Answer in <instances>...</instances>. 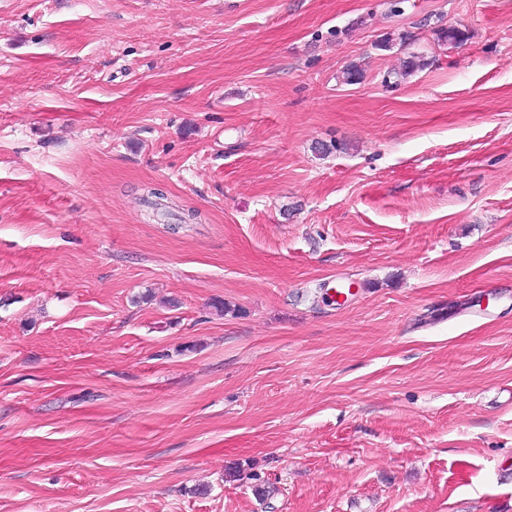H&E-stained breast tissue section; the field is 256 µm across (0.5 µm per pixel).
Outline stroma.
Returning a JSON list of instances; mask_svg holds the SVG:
<instances>
[{
	"mask_svg": "<svg viewBox=\"0 0 512 512\" xmlns=\"http://www.w3.org/2000/svg\"><path fill=\"white\" fill-rule=\"evenodd\" d=\"M0 512H512V0H0Z\"/></svg>",
	"mask_w": 512,
	"mask_h": 512,
	"instance_id": "stroma-1",
	"label": "stroma"
}]
</instances>
